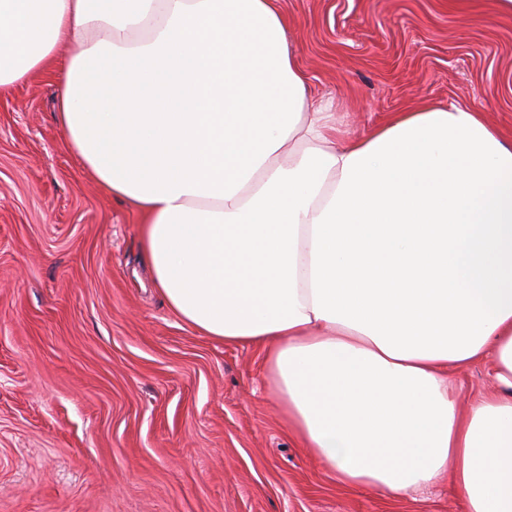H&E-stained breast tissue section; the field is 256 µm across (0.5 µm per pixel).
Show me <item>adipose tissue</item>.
Wrapping results in <instances>:
<instances>
[{
	"label": "adipose tissue",
	"mask_w": 512,
	"mask_h": 512,
	"mask_svg": "<svg viewBox=\"0 0 512 512\" xmlns=\"http://www.w3.org/2000/svg\"><path fill=\"white\" fill-rule=\"evenodd\" d=\"M275 0H0V93L66 53L57 119L138 209L154 286L263 350L343 489L437 482L512 512V139L422 103L349 140ZM490 359L468 410L449 370Z\"/></svg>",
	"instance_id": "1"
}]
</instances>
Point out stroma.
<instances>
[{
  "mask_svg": "<svg viewBox=\"0 0 512 512\" xmlns=\"http://www.w3.org/2000/svg\"><path fill=\"white\" fill-rule=\"evenodd\" d=\"M344 137L420 101L512 137V21L496 0H278ZM55 74L0 94V512H465L444 484L342 490L301 448L256 349L184 324L139 212L66 147ZM457 403L497 391L451 372Z\"/></svg>",
  "mask_w": 512,
  "mask_h": 512,
  "instance_id": "35a3bbf8",
  "label": "stroma"
}]
</instances>
